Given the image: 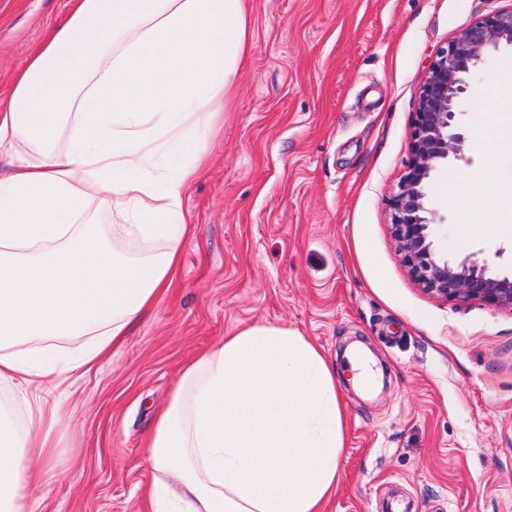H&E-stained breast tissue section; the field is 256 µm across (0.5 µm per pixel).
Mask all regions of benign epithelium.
I'll return each mask as SVG.
<instances>
[{
    "instance_id": "1",
    "label": "benign epithelium",
    "mask_w": 512,
    "mask_h": 512,
    "mask_svg": "<svg viewBox=\"0 0 512 512\" xmlns=\"http://www.w3.org/2000/svg\"><path fill=\"white\" fill-rule=\"evenodd\" d=\"M503 46L512 47V10L470 25L432 62L411 132V163L390 205L397 251L425 291L447 301L479 300L512 311V275L495 273L486 263L470 257L450 261L436 252L432 236L435 213L426 203L432 174L457 156L464 142L455 106L468 90L467 76Z\"/></svg>"
}]
</instances>
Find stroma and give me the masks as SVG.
Masks as SVG:
<instances>
[{
  "label": "stroma",
  "mask_w": 512,
  "mask_h": 512,
  "mask_svg": "<svg viewBox=\"0 0 512 512\" xmlns=\"http://www.w3.org/2000/svg\"><path fill=\"white\" fill-rule=\"evenodd\" d=\"M72 0H0V101ZM253 38L224 125L184 191L181 268L124 344L66 391L49 493L31 512H152L146 440L182 368L235 330L298 331L336 373L346 418L324 512H512V311L422 289L391 235L429 66L512 0H247ZM460 155L428 205L449 258L512 272V49L473 70ZM487 91L489 107L476 96ZM481 183L475 197L471 183ZM492 205L495 233L464 225ZM381 371L358 392L346 356Z\"/></svg>",
  "instance_id": "stroma-1"
}]
</instances>
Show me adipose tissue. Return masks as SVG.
Returning <instances> with one entry per match:
<instances>
[{"instance_id": "ef3b65f1", "label": "adipose tissue", "mask_w": 512, "mask_h": 512, "mask_svg": "<svg viewBox=\"0 0 512 512\" xmlns=\"http://www.w3.org/2000/svg\"><path fill=\"white\" fill-rule=\"evenodd\" d=\"M245 0H74L0 102V381L69 387L146 318L190 233L183 191L235 92ZM112 240L95 225L111 215ZM84 337L55 349L52 341ZM60 408L0 409V512H29ZM345 415L299 332L256 322L178 376L148 436L154 512H322Z\"/></svg>"}]
</instances>
